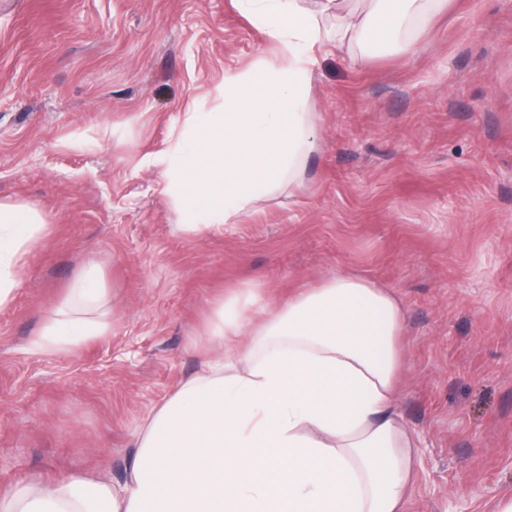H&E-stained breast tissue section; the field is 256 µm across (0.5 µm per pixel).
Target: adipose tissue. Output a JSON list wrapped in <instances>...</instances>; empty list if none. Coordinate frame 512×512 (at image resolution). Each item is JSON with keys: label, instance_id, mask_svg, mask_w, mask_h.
I'll return each instance as SVG.
<instances>
[{"label": "adipose tissue", "instance_id": "ef3b65f1", "mask_svg": "<svg viewBox=\"0 0 512 512\" xmlns=\"http://www.w3.org/2000/svg\"><path fill=\"white\" fill-rule=\"evenodd\" d=\"M277 45L275 59L224 78L220 105L186 113L162 158L164 189L183 227L234 223L296 183L317 148L307 111L317 14L298 0H237ZM446 0H363L336 30L337 48L367 42L384 22L424 20ZM43 231L31 206L0 201V308ZM95 267L32 346L71 353L107 335ZM406 321L390 290L354 272L300 289L280 307L248 288L225 295L207 325L224 355L147 419L127 481L75 473L0 487V512H403L415 443L396 411Z\"/></svg>", "mask_w": 512, "mask_h": 512}]
</instances>
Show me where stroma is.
<instances>
[{
    "label": "stroma",
    "instance_id": "1",
    "mask_svg": "<svg viewBox=\"0 0 512 512\" xmlns=\"http://www.w3.org/2000/svg\"><path fill=\"white\" fill-rule=\"evenodd\" d=\"M272 53L236 0H0V201L44 222L0 309V484L124 483L226 294L278 306L351 271L406 308V512H494L512 494V0H448L394 40L317 50L299 185L183 230L172 129ZM91 263L109 334L35 350Z\"/></svg>",
    "mask_w": 512,
    "mask_h": 512
}]
</instances>
